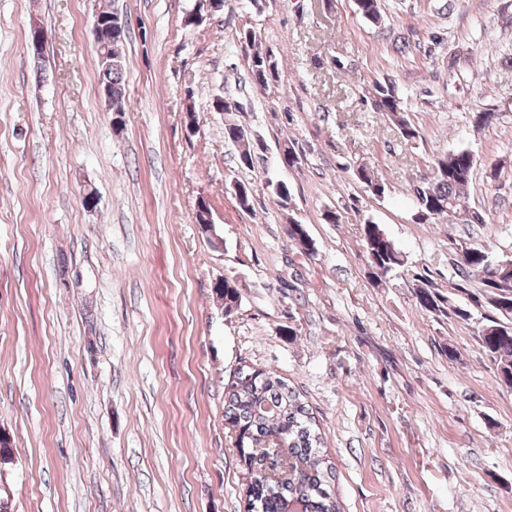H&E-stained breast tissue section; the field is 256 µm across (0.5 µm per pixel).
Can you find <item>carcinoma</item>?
Listing matches in <instances>:
<instances>
[{
    "label": "carcinoma",
    "instance_id": "obj_1",
    "mask_svg": "<svg viewBox=\"0 0 512 512\" xmlns=\"http://www.w3.org/2000/svg\"><path fill=\"white\" fill-rule=\"evenodd\" d=\"M362 17L373 25L381 23L380 0H357ZM98 41L111 48L112 63L99 61L101 86L108 87L112 96H125L124 73L126 59L119 51L122 41L102 30ZM239 42L252 49L248 66L255 84L266 88L280 79L276 57L256 48L255 35L250 29L239 33ZM376 111L391 120L403 139L412 141L419 132L402 114L400 98L392 81L376 83L372 96ZM224 139L238 145L239 162L251 167L254 143L237 124L224 125ZM475 160L465 150L434 160L431 176L421 183L420 194L414 197L418 220L440 218L461 211L455 201L466 196L472 181ZM288 237L303 253H314V242L301 224L288 227ZM364 242L370 265L377 282L401 266L400 251L383 237L378 225L368 220L364 224ZM483 274L482 296H471L475 305L491 308L495 316L487 318L486 332L481 343L486 354L496 364L502 383L512 387V266L494 267L485 248L471 246L461 261L453 262L456 278L454 290L466 295L470 273ZM416 299L432 312L452 314L462 321L471 320L470 311L456 306L452 298L440 293L425 276L418 277ZM215 292L224 299V311L230 312L240 300L237 279L224 277ZM224 417L237 433V445L252 477L248 490L249 512H341L331 483L335 467L324 454L323 438L313 413L300 393L274 373L261 368H239L235 381L224 392Z\"/></svg>",
    "mask_w": 512,
    "mask_h": 512
}]
</instances>
